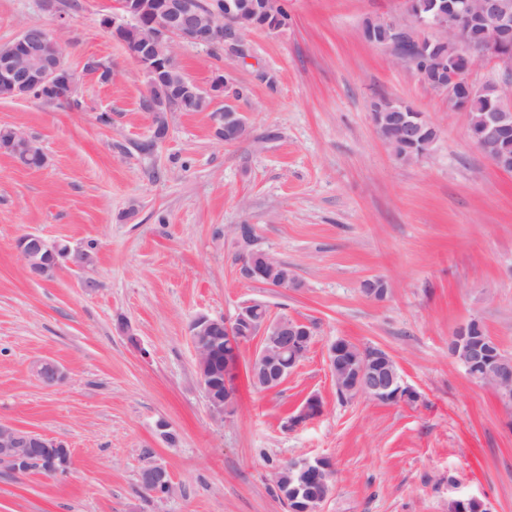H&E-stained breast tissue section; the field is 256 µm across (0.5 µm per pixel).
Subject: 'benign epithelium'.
<instances>
[{
  "mask_svg": "<svg viewBox=\"0 0 512 512\" xmlns=\"http://www.w3.org/2000/svg\"><path fill=\"white\" fill-rule=\"evenodd\" d=\"M283 6L282 0H224V12L204 20L200 0H118L117 12L102 19V24L120 42L129 34L135 41L133 58L146 78L144 111L150 116L162 112V118L151 121L153 137L166 139L172 116L177 112H219L217 121L246 115L239 106L235 87L224 76L216 75L208 88L202 89L188 77L176 76L171 59L177 56V47H217L224 54L245 59L250 54L246 39L247 29L240 24V14L248 10L257 17L271 18ZM448 9L456 17V24L442 30L434 18L416 14L409 0H404L406 19H387L384 24L396 34L397 43L385 42L379 48L391 58L406 64L409 51L400 49L411 43L418 50L434 46L433 70L448 75L446 83L437 92L448 99L454 110L469 112V101L474 94L494 96L491 112L484 119L485 128L497 129L512 114V79L505 82L489 81L481 86L469 80V71H458L453 61L464 58L470 65L479 59H490L512 71V0H455ZM448 48L443 54L440 47ZM40 87L51 94L60 92L73 99L78 93L76 74L65 63L62 44L39 22L28 24L14 40L12 47L0 57V98L21 99L31 96ZM224 107L215 108L219 100ZM480 149L499 170L512 172V158L492 148L491 137L470 134ZM10 144L17 152H41L38 144L20 135H11ZM25 271L32 277L49 280L58 271V257L63 252L60 241L30 233L17 247ZM282 261L264 252L261 266L244 272V277L255 281L262 278L273 288H289L292 282L280 273ZM471 323L458 328L448 340V354L461 364L472 380L495 387L502 401L512 407V357L503 353L490 336H476ZM195 350V372L212 414L224 417L233 409H224V398L214 396L210 367L219 357L224 358V380L230 384L236 377L241 348L257 339L259 348L250 364V376L264 391L279 387L307 355L305 345L315 336V326L288 316L260 319L247 304L233 317L196 316L189 325ZM327 363L334 378L336 392L349 400L368 398L387 403L413 400L412 390L403 386L396 362L384 349L377 346H358L345 338H338L327 347ZM35 371L47 386H54L65 378L64 370L55 362L43 360ZM324 411L321 398L312 395L290 419L297 426L319 417ZM47 448L50 456L45 473L55 475L68 469L71 450L36 431L20 428L9 422H0V471L26 474L31 470L36 449ZM298 473V484L288 495L289 512H322V504L332 490L334 470L325 458H299L286 468H277L274 484L282 485L287 472ZM140 486L155 497L173 494L171 476L160 463L150 462L140 472Z\"/></svg>",
  "mask_w": 512,
  "mask_h": 512,
  "instance_id": "benign-epithelium-1",
  "label": "benign epithelium"
}]
</instances>
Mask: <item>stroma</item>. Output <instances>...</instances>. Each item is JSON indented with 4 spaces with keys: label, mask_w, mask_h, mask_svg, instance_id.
Here are the masks:
<instances>
[{
    "label": "stroma",
    "mask_w": 512,
    "mask_h": 512,
    "mask_svg": "<svg viewBox=\"0 0 512 512\" xmlns=\"http://www.w3.org/2000/svg\"><path fill=\"white\" fill-rule=\"evenodd\" d=\"M285 4L281 31L248 33V59L179 50L201 88L218 73L248 88L247 139L224 143L208 113L180 112L146 154L136 148L151 137L145 77L101 25L117 0L49 10L0 0V46L41 22L65 46L79 93L75 107L0 100V126L46 156L31 169L0 152V420L72 450L62 474L0 472V512H288L273 469L299 457L333 465L323 512H453L469 497L512 512V407L448 354L449 336L477 318L512 355V172L474 146L465 113L363 39L365 19L403 17L401 0ZM90 59L111 77L86 71ZM383 97L437 129L430 156L394 158L371 119ZM239 224L292 267L296 286L240 276ZM27 233L91 250L94 262L33 279L16 252ZM373 278L383 300L361 291ZM252 301L317 334L270 391L252 387L256 346H244L225 421L196 382L189 325ZM341 336L389 352L418 400L340 401L326 349ZM41 359L65 380L42 383ZM312 394L323 414L287 428ZM150 462L168 469L172 496L139 493Z\"/></svg>",
    "instance_id": "35a3bbf8"
}]
</instances>
